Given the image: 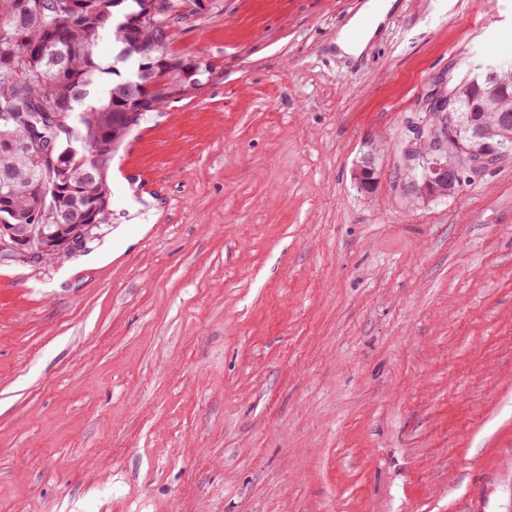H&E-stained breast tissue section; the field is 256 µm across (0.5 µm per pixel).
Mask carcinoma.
I'll list each match as a JSON object with an SVG mask.
<instances>
[{"label":"carcinoma","instance_id":"cac0c4a2","mask_svg":"<svg viewBox=\"0 0 512 512\" xmlns=\"http://www.w3.org/2000/svg\"><path fill=\"white\" fill-rule=\"evenodd\" d=\"M170 28L152 0H0L9 35L0 37V116L9 117L0 121V224L34 217L50 233L81 215L110 223L116 148L141 116L199 85L202 62L168 51ZM104 36L117 50L110 63L98 55ZM491 72L498 100L481 113L479 136L466 117L479 111ZM447 97L450 112L430 114L427 145L441 140L454 153L451 122L465 143L512 150V62L473 68Z\"/></svg>","mask_w":512,"mask_h":512}]
</instances>
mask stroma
Wrapping results in <instances>:
<instances>
[{"label":"stroma","mask_w":512,"mask_h":512,"mask_svg":"<svg viewBox=\"0 0 512 512\" xmlns=\"http://www.w3.org/2000/svg\"><path fill=\"white\" fill-rule=\"evenodd\" d=\"M362 2L189 0L208 70L116 150L111 224L0 261V512H512V152L425 203L405 155L512 0H396L354 57Z\"/></svg>","instance_id":"obj_1"}]
</instances>
